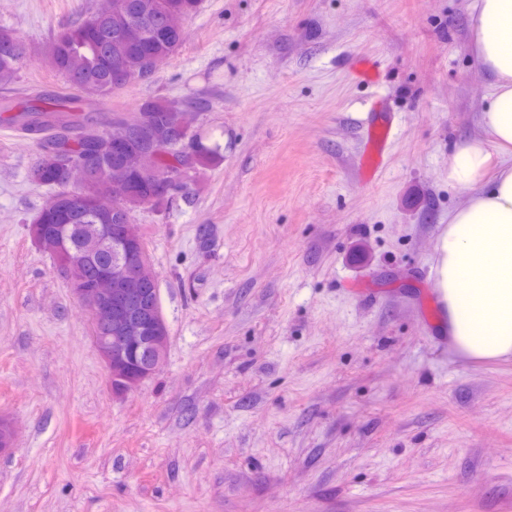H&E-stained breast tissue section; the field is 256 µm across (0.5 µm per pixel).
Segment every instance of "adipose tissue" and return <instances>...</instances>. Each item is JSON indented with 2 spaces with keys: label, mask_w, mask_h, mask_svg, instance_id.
I'll return each instance as SVG.
<instances>
[{
  "label": "adipose tissue",
  "mask_w": 512,
  "mask_h": 512,
  "mask_svg": "<svg viewBox=\"0 0 512 512\" xmlns=\"http://www.w3.org/2000/svg\"><path fill=\"white\" fill-rule=\"evenodd\" d=\"M468 27L492 93L483 137L460 143L448 164L466 201L449 211L430 273L441 332L457 357L481 363L512 358V0H474Z\"/></svg>",
  "instance_id": "1"
}]
</instances>
